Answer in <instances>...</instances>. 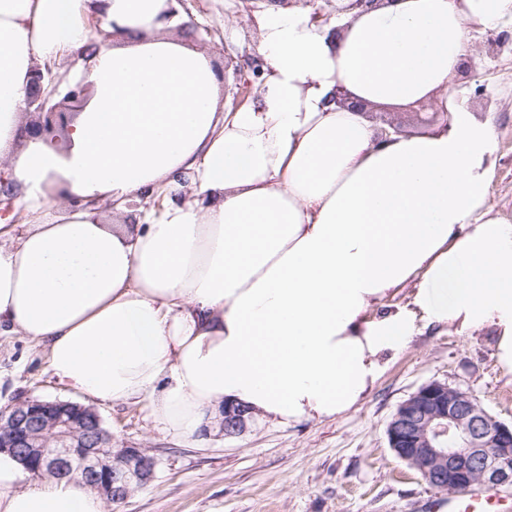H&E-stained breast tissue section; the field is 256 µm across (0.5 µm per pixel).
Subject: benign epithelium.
<instances>
[{
  "mask_svg": "<svg viewBox=\"0 0 512 512\" xmlns=\"http://www.w3.org/2000/svg\"><path fill=\"white\" fill-rule=\"evenodd\" d=\"M264 59L254 54L238 69L243 81L233 96L234 108L252 97L262 83ZM52 79L41 69L30 77L27 112L36 115L25 130L36 135L62 116L61 104L44 90ZM336 105L366 112L369 105L336 91ZM251 418L245 407H224L223 431L234 436ZM389 447L421 473L430 486L456 492L475 485H512V423L486 412L469 392L446 383L420 387L394 412L388 427ZM14 456L26 470L35 466L58 471L70 480L95 487L114 504L131 490L149 483L157 461L134 445L114 447L112 432L103 427L98 411L87 405L38 398H18L0 410V453Z\"/></svg>",
  "mask_w": 512,
  "mask_h": 512,
  "instance_id": "1",
  "label": "benign epithelium"
}]
</instances>
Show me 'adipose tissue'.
<instances>
[{"mask_svg": "<svg viewBox=\"0 0 512 512\" xmlns=\"http://www.w3.org/2000/svg\"><path fill=\"white\" fill-rule=\"evenodd\" d=\"M0 0V333L41 343L62 386L146 400L192 440L224 404L280 423L354 408L421 325L498 333L512 373V223L490 205L495 133L448 86L473 29L512 0H378L311 19L305 0L254 12V101L224 109L209 55L169 0ZM66 75L88 94L61 132L28 137L33 68L89 40ZM374 105L435 100L447 123L379 141L336 88ZM161 207L127 223L143 194ZM413 285L409 305L384 300ZM0 512H107L77 480L0 454Z\"/></svg>", "mask_w": 512, "mask_h": 512, "instance_id": "ef3b65f1", "label": "adipose tissue"}]
</instances>
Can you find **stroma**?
<instances>
[{
	"label": "stroma",
	"mask_w": 512,
	"mask_h": 512,
	"mask_svg": "<svg viewBox=\"0 0 512 512\" xmlns=\"http://www.w3.org/2000/svg\"><path fill=\"white\" fill-rule=\"evenodd\" d=\"M239 0H189L185 23L193 42L218 63L224 100L236 91L238 55L253 52ZM496 30L473 32V69L458 74L480 120L495 129L489 199L512 223V45L497 54L482 46ZM432 101L376 106L368 120L402 134L429 133L444 117ZM496 331L425 327L393 360L361 403L333 419L281 424L253 417L238 435L206 442L175 439L153 427L145 402L101 404L97 410L115 444L143 448L157 461L154 479L108 512H436L447 493L398 459L387 439L397 407L422 385L439 381L471 392L500 420L512 422V373L495 356ZM86 403L53 377L44 348L0 335V409L19 397Z\"/></svg>",
	"instance_id": "35a3bbf8"
}]
</instances>
